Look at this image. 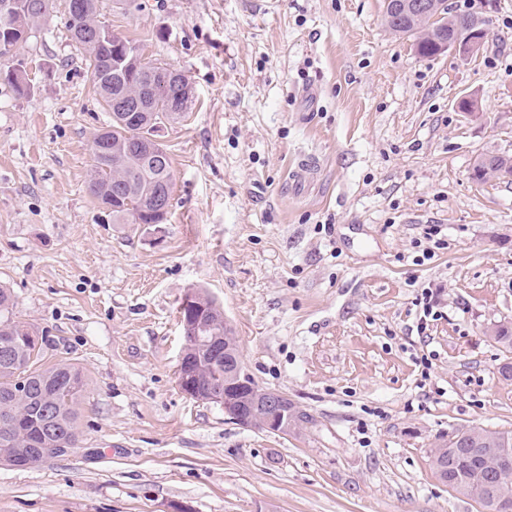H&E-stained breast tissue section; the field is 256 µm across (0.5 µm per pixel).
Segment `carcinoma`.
Wrapping results in <instances>:
<instances>
[{
    "instance_id": "1",
    "label": "carcinoma",
    "mask_w": 512,
    "mask_h": 512,
    "mask_svg": "<svg viewBox=\"0 0 512 512\" xmlns=\"http://www.w3.org/2000/svg\"><path fill=\"white\" fill-rule=\"evenodd\" d=\"M10 5L8 19L0 18V58L11 57L15 48L27 41L32 29L48 22L49 0H0V6ZM83 8L69 9L66 27L84 52L112 122L93 139L92 169L88 189L99 204L110 205L114 224H161L167 214H154L151 197L160 192L171 197L170 158L160 141L161 127L180 118L170 112L160 95L161 85L172 92L179 90L183 75L167 68L145 65L149 70L143 79L131 68L124 78L112 74L125 56L124 47L133 41L116 35L108 48H94L86 40L89 23L97 21V0H82ZM441 18L433 21L429 31H416L411 20L400 12H385V22L397 34L415 37L416 51L422 57L439 52L444 39L462 43L469 39L477 14H456L448 8L447 0H437ZM120 94L141 95L156 109L155 122L140 125L126 118L114 107ZM153 142L155 156L128 153L122 147L135 139ZM476 169H489L497 177H512V158L484 154L475 162ZM120 180L124 190L112 198V182ZM198 308L185 316L189 337L184 349L189 371L196 375L193 386L204 398L224 394V359H234L237 345L232 329L225 326L224 312L214 300L198 293ZM15 305L12 294L0 286V463L19 466L25 462L33 467L53 456L54 448H75L79 443L77 405L87 386L83 370L66 362L40 365L42 343L30 328L12 319ZM490 337L503 349H512V327L506 324L492 328ZM471 434L474 448L492 445L512 450V433L491 431L482 427L461 429ZM483 461L472 454L468 462L449 469L448 487L464 495V487L479 480ZM505 502L512 503V477L495 480L479 501L484 512H501Z\"/></svg>"
}]
</instances>
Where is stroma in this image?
<instances>
[{
    "mask_svg": "<svg viewBox=\"0 0 512 512\" xmlns=\"http://www.w3.org/2000/svg\"><path fill=\"white\" fill-rule=\"evenodd\" d=\"M383 3L99 0L195 91L164 132L166 223L116 224L87 189L110 114L53 0L15 54L33 93L0 82V286L88 389L77 447L0 465V512H480L432 457L462 427L512 431V352L487 334L512 322V182L472 178L512 156V0H448L489 20L466 61L419 56ZM303 154L320 168L296 193ZM432 224L446 246L415 264ZM425 288L442 317L422 335ZM196 290L256 385L303 413L294 430L180 390ZM489 169L497 172V178L512 177V158L504 155L484 154L478 157L474 169Z\"/></svg>",
    "mask_w": 512,
    "mask_h": 512,
    "instance_id": "1",
    "label": "stroma"
}]
</instances>
